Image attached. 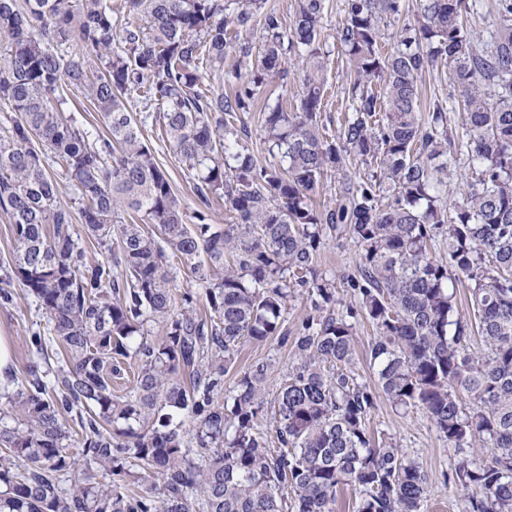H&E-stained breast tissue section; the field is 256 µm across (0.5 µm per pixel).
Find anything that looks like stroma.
I'll use <instances>...</instances> for the list:
<instances>
[{"label":"stroma","instance_id":"35a3bbf8","mask_svg":"<svg viewBox=\"0 0 512 512\" xmlns=\"http://www.w3.org/2000/svg\"><path fill=\"white\" fill-rule=\"evenodd\" d=\"M345 21L341 0H326V14L322 38L332 54L327 60V88L325 106L321 120L329 133H336L344 121L347 105V65L344 58L335 54L337 32ZM143 137L155 152L159 165L167 171L172 186L183 204L185 213L198 209L200 201L195 193L193 174L164 142L159 124L153 123L143 129ZM357 249L346 238L326 242L318 255V265L336 277L356 271ZM5 287L13 295L10 303H0V334L8 336L12 351L13 373L7 387L15 392L25 384L27 364L34 354L29 343L33 332L46 330L47 317L37 299L28 294L18 282H6L0 273V288ZM269 367V378L264 396L273 399L279 383L286 377L292 364L290 348L280 346L271 339L260 344L245 345L235 365L224 377L225 388H232L243 373L258 364ZM372 431L383 432L395 438L409 457L419 462L427 476L426 512H463L464 501L459 492L448 484L446 476L454 464L455 454L435 431L427 417L419 411L403 412L392 408L386 399H378L370 417Z\"/></svg>","mask_w":512,"mask_h":512}]
</instances>
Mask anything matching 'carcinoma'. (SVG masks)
<instances>
[{
    "instance_id": "obj_1",
    "label": "carcinoma",
    "mask_w": 512,
    "mask_h": 512,
    "mask_svg": "<svg viewBox=\"0 0 512 512\" xmlns=\"http://www.w3.org/2000/svg\"><path fill=\"white\" fill-rule=\"evenodd\" d=\"M127 6L147 25L116 27L104 0H0V214L14 232L0 270L38 300L52 340L33 333L38 360L0 408V512H335L343 486L358 492L356 512H424L422 467L369 428L380 394L425 414L458 453L448 482L464 512H512V0H497L500 26L485 36L463 24L475 0H420L389 35L384 19L401 15L402 0H343L348 112L334 135L321 121L325 0H298L289 22L267 0ZM256 27L257 65L244 38ZM290 55L305 62L293 110L263 96L287 78ZM439 63L455 104L434 99L423 121L419 81ZM204 65L230 93L201 88ZM69 93L106 133L65 115ZM261 97L266 165L240 145V113ZM150 119L195 171L202 204L223 194L234 223L212 224L203 209L187 223L142 138ZM350 155L369 172L317 207L324 177ZM55 160L81 203L80 230L48 171ZM459 168L474 177L449 208ZM124 211L141 223H120ZM82 231L105 259L87 261ZM337 233L358 250L345 303L317 265ZM174 262L195 274L204 312L176 292ZM298 288L309 313L290 336L281 320ZM360 317L374 330L372 386L353 365ZM273 336L294 351L273 402L262 397L264 364L224 389L240 346ZM130 358L137 374L116 396ZM79 462L83 477L61 487Z\"/></svg>"
}]
</instances>
